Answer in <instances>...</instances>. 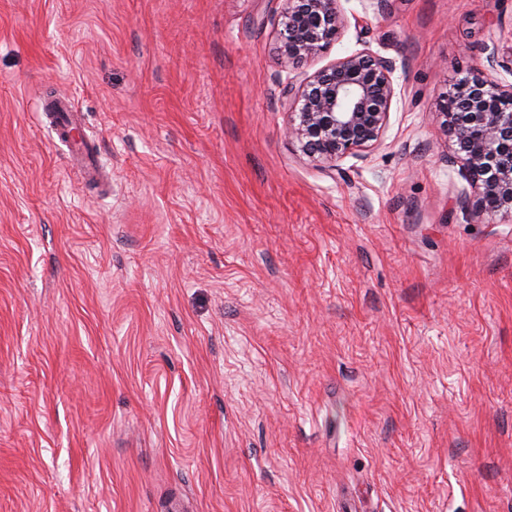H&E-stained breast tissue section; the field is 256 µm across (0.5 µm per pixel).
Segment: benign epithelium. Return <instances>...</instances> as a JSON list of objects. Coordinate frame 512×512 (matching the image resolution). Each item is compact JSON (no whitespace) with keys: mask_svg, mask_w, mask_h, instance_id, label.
Returning <instances> with one entry per match:
<instances>
[{"mask_svg":"<svg viewBox=\"0 0 512 512\" xmlns=\"http://www.w3.org/2000/svg\"><path fill=\"white\" fill-rule=\"evenodd\" d=\"M339 2L286 0L280 38L288 66L301 67L336 41L345 24ZM394 71L392 60L362 50L288 87L298 105L289 133L318 161L365 158L385 132ZM438 114L476 193V213L512 216V85L503 88L478 71L443 96Z\"/></svg>","mask_w":512,"mask_h":512,"instance_id":"obj_1","label":"benign epithelium"}]
</instances>
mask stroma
I'll return each instance as SVG.
<instances>
[{
	"label": "stroma",
	"mask_w": 512,
	"mask_h": 512,
	"mask_svg": "<svg viewBox=\"0 0 512 512\" xmlns=\"http://www.w3.org/2000/svg\"><path fill=\"white\" fill-rule=\"evenodd\" d=\"M284 7L0 0V512H512V218L437 115L512 0H341L299 69ZM364 49L382 140L314 161L287 89ZM74 102L69 98H62L58 101L57 112L55 114V123L58 136L62 139L61 134L64 131H72L78 128V118ZM81 132L78 137H71L66 142L62 141L67 148V162L86 185L97 179L100 170V158L95 146L96 142H91L85 133L86 125L84 120L80 119Z\"/></svg>",
	"instance_id": "35a3bbf8"
}]
</instances>
